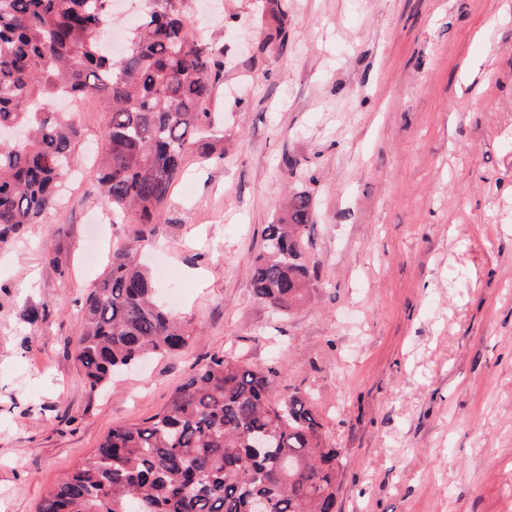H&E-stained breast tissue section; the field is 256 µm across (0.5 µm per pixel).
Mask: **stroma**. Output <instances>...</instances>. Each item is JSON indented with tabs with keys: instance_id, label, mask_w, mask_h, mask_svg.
I'll return each instance as SVG.
<instances>
[{
	"instance_id": "stroma-1",
	"label": "stroma",
	"mask_w": 512,
	"mask_h": 512,
	"mask_svg": "<svg viewBox=\"0 0 512 512\" xmlns=\"http://www.w3.org/2000/svg\"><path fill=\"white\" fill-rule=\"evenodd\" d=\"M223 59V159H190L141 258L187 347L89 391L80 306L132 230L88 191L104 105L58 201L0 242V512L46 491L211 356L307 397L336 512H512V0H181ZM316 207L309 299L251 292L289 195Z\"/></svg>"
}]
</instances>
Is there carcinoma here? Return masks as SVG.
Wrapping results in <instances>:
<instances>
[{
  "mask_svg": "<svg viewBox=\"0 0 512 512\" xmlns=\"http://www.w3.org/2000/svg\"><path fill=\"white\" fill-rule=\"evenodd\" d=\"M130 48L112 54L104 34L112 0H0V127L27 137L0 143V239L36 224L56 203L81 134L53 102L97 97L109 121L92 190L113 220L135 225L86 297L76 359L90 390L115 369L183 350L182 322L158 303L137 265L184 162L212 155L208 112L222 63L185 25L176 0H151ZM304 192L264 230L250 270L255 298L280 313L305 300L314 223ZM269 378L238 359L212 357L146 421L112 427L92 457L65 474L38 512H335L341 461L325 444L305 397L274 404Z\"/></svg>",
  "mask_w": 512,
  "mask_h": 512,
  "instance_id": "obj_1",
  "label": "carcinoma"
}]
</instances>
